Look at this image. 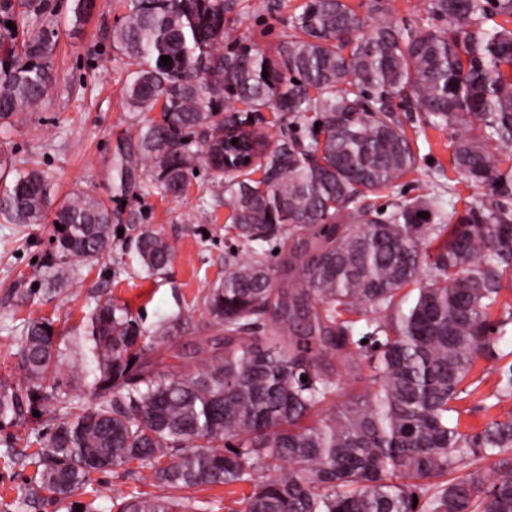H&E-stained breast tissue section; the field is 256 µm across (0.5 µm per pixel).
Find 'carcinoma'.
Masks as SVG:
<instances>
[{"label": "carcinoma", "mask_w": 512, "mask_h": 512, "mask_svg": "<svg viewBox=\"0 0 512 512\" xmlns=\"http://www.w3.org/2000/svg\"><path fill=\"white\" fill-rule=\"evenodd\" d=\"M95 5L73 0V22ZM28 7L0 0L1 131L57 83V32L27 24ZM125 8L112 46L125 57L124 104L139 119L116 140L112 189L177 198L190 172L207 170L234 237L224 279L201 298V329L224 342L197 349L192 369L164 374L151 357L191 329L189 318H166L147 336L127 306L100 298L86 343L64 348L52 320L26 321L17 374L0 378V425L62 412L34 459L32 496L98 512L103 492L72 497L94 475L133 463L169 495L119 496L116 512H199L186 492L223 484L250 488L240 512H512V410L475 434L450 418L471 394L476 359L494 352L492 310L512 279V168L492 148L512 144V0H428L427 27L368 29L344 0H305L296 34L272 56L242 45L227 24L232 0ZM396 98L429 124L468 129L452 143V167L490 187L489 204L448 212L430 197L382 212L366 202L417 165ZM263 110L289 119L288 134L260 156L265 189L224 173V128ZM48 217L61 225L51 230L48 287L70 285L79 263L110 268L104 199L77 192L57 203L42 170L0 160V222ZM128 224L142 269L163 272L172 245L135 213ZM270 244L281 254L275 267ZM70 353L81 364L69 392ZM333 353L347 366L366 360V390L332 374ZM495 397L512 400V366ZM492 456L489 476L478 462Z\"/></svg>", "instance_id": "cac0c4a2"}]
</instances>
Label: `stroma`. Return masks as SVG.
<instances>
[{"instance_id": "obj_1", "label": "stroma", "mask_w": 512, "mask_h": 512, "mask_svg": "<svg viewBox=\"0 0 512 512\" xmlns=\"http://www.w3.org/2000/svg\"><path fill=\"white\" fill-rule=\"evenodd\" d=\"M304 0H235L232 16L243 44L269 53L293 32L292 16ZM365 23L383 19L395 24L427 20L426 0H383L375 12L373 0H347ZM72 0H35L32 22L53 25L58 31L54 66L58 82L52 96L37 111L0 135V154L31 160L47 171L57 198L88 191L109 199L113 229H126L129 214L143 215L174 247L170 265L159 275L147 276L133 250L115 237L112 266L77 268L76 285L49 291L45 262L51 249L50 224L0 223V377L14 373L25 320H54L63 342L80 335L93 299L108 293L128 304L140 325L154 330L158 321L176 314L201 318L196 300L224 277V228L228 214L223 202L208 191L206 171L192 176L181 197L157 195L113 197L108 171L117 137L131 131L134 120L122 105L126 72L121 54L112 48V29L125 12L122 0H97L90 18L79 25L70 20ZM417 159L416 170L398 186L369 195L375 207L415 197H438L463 207L485 201L484 188L456 181L448 145L456 129L427 126L415 112H399ZM493 322H504L497 353L478 358L471 372L478 387L457 404L461 429L476 433L512 405L496 404L493 394L504 370L512 367V287L500 295ZM60 415L47 409L13 426L0 427V512H67L48 494L30 495L36 468L30 456L39 438L48 436ZM105 496L100 512H110L111 498L131 493L165 494V487L128 468L98 475Z\"/></svg>"}]
</instances>
